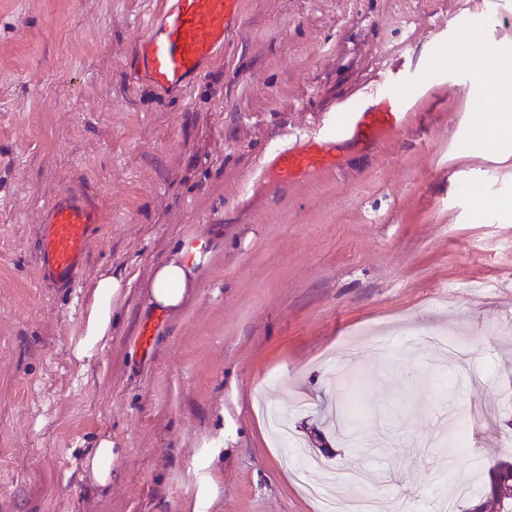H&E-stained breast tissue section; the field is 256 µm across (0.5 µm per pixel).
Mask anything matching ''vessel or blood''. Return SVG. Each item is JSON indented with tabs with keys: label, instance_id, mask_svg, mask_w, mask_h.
Masks as SVG:
<instances>
[{
	"label": "vessel or blood",
	"instance_id": "vessel-or-blood-1",
	"mask_svg": "<svg viewBox=\"0 0 512 512\" xmlns=\"http://www.w3.org/2000/svg\"><path fill=\"white\" fill-rule=\"evenodd\" d=\"M240 19L241 0H156L137 40L132 77L163 93L183 91L223 51ZM409 104L387 84L373 85L340 101L335 123L275 148L259 175L290 183L335 168L337 149L373 147L399 131ZM101 221L98 203L82 187L72 185L56 193L40 221L37 256L42 280L60 289L74 287Z\"/></svg>",
	"mask_w": 512,
	"mask_h": 512
}]
</instances>
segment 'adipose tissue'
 <instances>
[{
  "mask_svg": "<svg viewBox=\"0 0 512 512\" xmlns=\"http://www.w3.org/2000/svg\"><path fill=\"white\" fill-rule=\"evenodd\" d=\"M483 83L499 85L500 77L512 74V54L494 47L473 48L470 59ZM494 97L486 99L485 130L490 138L512 136V86H499ZM205 243L185 245L157 265L149 285V303L154 310L174 312L197 286V266L205 257ZM123 281L112 274L101 275L93 285L92 303L84 322V337L77 345V359L94 355L112 333V311L122 294Z\"/></svg>",
  "mask_w": 512,
  "mask_h": 512,
  "instance_id": "1",
  "label": "adipose tissue"
}]
</instances>
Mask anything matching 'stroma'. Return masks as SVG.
I'll return each instance as SVG.
<instances>
[{"label":"stroma","instance_id":"obj_1","mask_svg":"<svg viewBox=\"0 0 512 512\" xmlns=\"http://www.w3.org/2000/svg\"><path fill=\"white\" fill-rule=\"evenodd\" d=\"M182 97L130 80L153 0H0V512H320L258 407L287 411L311 483L358 469L376 512H464L512 456V139L458 50L512 52V0H242ZM382 81L413 101L371 153L282 187L284 139ZM82 184L106 222L78 287L40 277L41 213ZM207 239L175 313L156 265ZM122 278L112 336L79 365L92 284ZM371 411L339 410L347 377ZM109 436L112 481L80 462Z\"/></svg>","mask_w":512,"mask_h":512}]
</instances>
